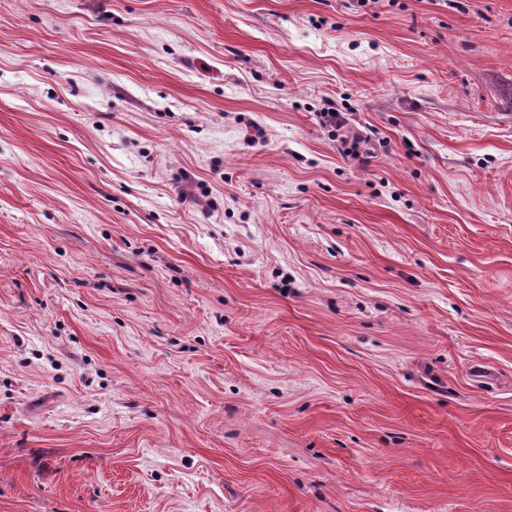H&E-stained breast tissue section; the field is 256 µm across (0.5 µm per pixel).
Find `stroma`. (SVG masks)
Returning <instances> with one entry per match:
<instances>
[{
  "mask_svg": "<svg viewBox=\"0 0 512 512\" xmlns=\"http://www.w3.org/2000/svg\"><path fill=\"white\" fill-rule=\"evenodd\" d=\"M0 512H512V0H0Z\"/></svg>",
  "mask_w": 512,
  "mask_h": 512,
  "instance_id": "35a3bbf8",
  "label": "stroma"
}]
</instances>
